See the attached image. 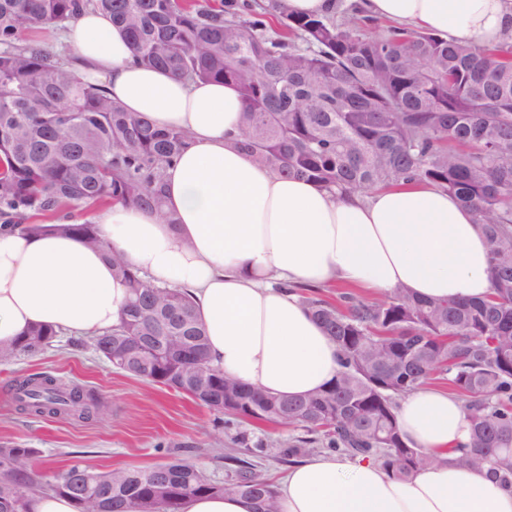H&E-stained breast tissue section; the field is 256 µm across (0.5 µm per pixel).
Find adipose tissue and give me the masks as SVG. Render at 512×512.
I'll return each mask as SVG.
<instances>
[{
	"label": "adipose tissue",
	"instance_id": "1",
	"mask_svg": "<svg viewBox=\"0 0 512 512\" xmlns=\"http://www.w3.org/2000/svg\"><path fill=\"white\" fill-rule=\"evenodd\" d=\"M367 15L480 45L512 33V0H361ZM81 79L128 111L191 142L165 177L171 226L120 203L97 216L107 250L56 232L0 230V346L31 327L91 336L116 327L129 298L112 274L117 253L154 284L187 291L225 376L287 398L323 389L339 370L335 343L297 287L331 285L427 300L486 299L490 249L459 200L430 184L338 195L288 179L240 151L243 104L234 86L189 83L136 62L111 18L87 10L66 32ZM400 432L434 461L398 478L370 459L320 454L277 485L279 512H512V488L451 463L469 437L461 402L438 388L408 394Z\"/></svg>",
	"mask_w": 512,
	"mask_h": 512
}]
</instances>
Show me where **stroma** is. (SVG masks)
<instances>
[{
    "label": "stroma",
    "mask_w": 512,
    "mask_h": 512,
    "mask_svg": "<svg viewBox=\"0 0 512 512\" xmlns=\"http://www.w3.org/2000/svg\"><path fill=\"white\" fill-rule=\"evenodd\" d=\"M35 373L50 374L66 386L94 390L102 401V412L87 420L23 413L13 399V384ZM246 430L268 448L263 458L255 460L256 471L278 480L286 466L275 450L280 441L293 435V428L250 423ZM1 444L35 449L36 464L30 473L40 484L78 461L107 472L151 466L176 455L221 482L230 474L227 457L239 453L208 408L175 390L116 369L92 347L73 348L65 335L37 355L0 365Z\"/></svg>",
    "instance_id": "stroma-1"
}]
</instances>
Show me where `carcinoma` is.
Wrapping results in <instances>:
<instances>
[{"instance_id":"obj_1","label":"carcinoma","mask_w":512,"mask_h":512,"mask_svg":"<svg viewBox=\"0 0 512 512\" xmlns=\"http://www.w3.org/2000/svg\"><path fill=\"white\" fill-rule=\"evenodd\" d=\"M112 17L136 57L187 80L230 82L244 102L238 148L260 167L306 178L334 192L403 183L435 185L455 196L483 226L490 245L492 291L485 300L428 301L397 288L304 304L339 351L341 370L322 390L280 398L252 390L210 365L207 336L189 297L152 284L119 256L114 273L132 298L118 327L94 339L107 360L129 352L134 336L166 335L174 316L179 342L150 369H119L187 395L238 422L291 425L303 431L279 444L293 464L317 447L375 459L399 477L432 458L402 438L398 400L436 377L463 403L469 445L451 462L484 471L512 488V39L487 47L432 32L389 26L370 32L371 17L336 2L324 16H282L278 0H0V227L59 231L104 249L97 224L78 208L114 203L164 209L165 171L190 140L128 112L103 87L83 81L68 58L26 37L56 28L87 8ZM58 333L31 328L0 363L33 355ZM15 402L35 416L89 419L95 394L64 388L46 374L15 385ZM235 444L266 452L244 432ZM35 449L0 448V512H28ZM231 479L214 482L193 463L98 472L81 462L53 474L50 488L79 512H178L198 494H238L260 512H278L272 484L231 457Z\"/></svg>"}]
</instances>
